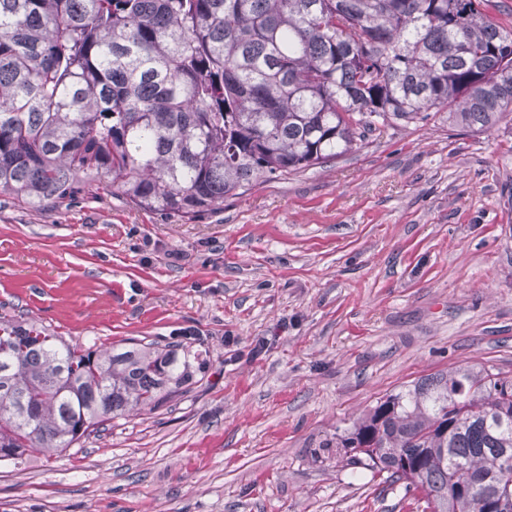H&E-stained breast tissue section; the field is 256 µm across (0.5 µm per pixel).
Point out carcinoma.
I'll use <instances>...</instances> for the list:
<instances>
[{
	"label": "carcinoma",
	"mask_w": 512,
	"mask_h": 512,
	"mask_svg": "<svg viewBox=\"0 0 512 512\" xmlns=\"http://www.w3.org/2000/svg\"><path fill=\"white\" fill-rule=\"evenodd\" d=\"M491 0H0V196L86 183L193 218L395 120L512 115V29ZM181 343L84 348L0 323V461L60 454L205 373ZM317 456L402 483L421 512H512V379L482 367L378 401Z\"/></svg>",
	"instance_id": "1"
}]
</instances>
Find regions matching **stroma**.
Masks as SVG:
<instances>
[{
	"label": "stroma",
	"instance_id": "35a3bbf8",
	"mask_svg": "<svg viewBox=\"0 0 512 512\" xmlns=\"http://www.w3.org/2000/svg\"><path fill=\"white\" fill-rule=\"evenodd\" d=\"M83 347L200 336L205 376L81 446L0 463V512H416L315 459L423 377H512V131L378 128L187 219L89 187L0 196V322Z\"/></svg>",
	"mask_w": 512,
	"mask_h": 512
}]
</instances>
